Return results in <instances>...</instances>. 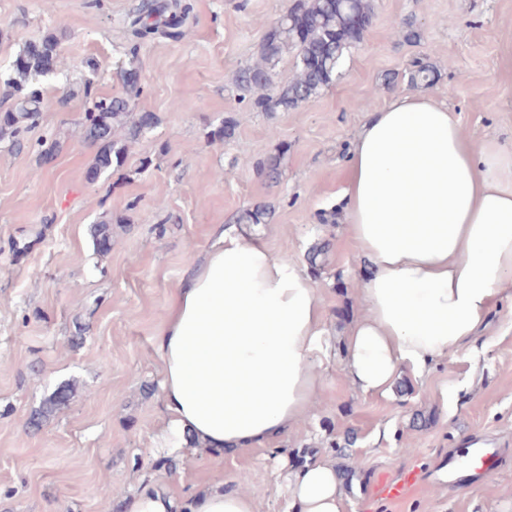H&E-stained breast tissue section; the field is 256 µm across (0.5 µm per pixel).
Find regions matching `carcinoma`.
Instances as JSON below:
<instances>
[{"label":"carcinoma","instance_id":"obj_1","mask_svg":"<svg viewBox=\"0 0 512 512\" xmlns=\"http://www.w3.org/2000/svg\"><path fill=\"white\" fill-rule=\"evenodd\" d=\"M161 11L155 0H140L134 14L125 20L131 35L143 40L160 32L172 39L188 35L184 20L193 11L191 0L175 4V12L164 25L150 21ZM375 14V0H294L260 44L257 58L239 69L237 86L250 96L253 108L260 112H287L316 96L339 75L348 51L359 43ZM62 34L48 32L40 41L29 44L10 65L5 85L16 96L14 107L0 114V142L12 148L21 146V136L35 125L42 112L40 89L29 87L31 77L44 76L60 69L64 62L59 55ZM297 50L296 73L282 85H274V71L285 51ZM124 90L108 98L92 97L93 81L86 80L83 95L88 101L80 123L83 141L97 146L93 163L87 171L91 182L112 169L128 147L146 131L157 125V116L141 112L132 117L129 112L133 98L142 87L137 67L120 69ZM434 79L430 66L416 62L409 74L413 86L428 85ZM282 156L268 157L260 163V173L269 181L280 177ZM272 217L271 207L256 203L242 210L236 218L239 224H266ZM94 253L103 257L112 250V223L104 220L90 227ZM75 396V386L57 387L32 411L29 424L38 429L58 411L68 406Z\"/></svg>","mask_w":512,"mask_h":512}]
</instances>
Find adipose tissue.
Listing matches in <instances>:
<instances>
[{"label":"adipose tissue","instance_id":"1","mask_svg":"<svg viewBox=\"0 0 512 512\" xmlns=\"http://www.w3.org/2000/svg\"><path fill=\"white\" fill-rule=\"evenodd\" d=\"M349 169L336 202L359 252L362 314L335 340L295 262L250 225L220 228L153 341L166 456L234 454L287 435L310 414L338 348L356 390L387 394L402 368L424 373L470 344L512 296V146L474 144L446 103L399 94L366 114ZM342 484L331 461L306 459L288 471L287 512H344ZM114 508L258 512L250 493L220 481L183 496L157 482Z\"/></svg>","mask_w":512,"mask_h":512}]
</instances>
